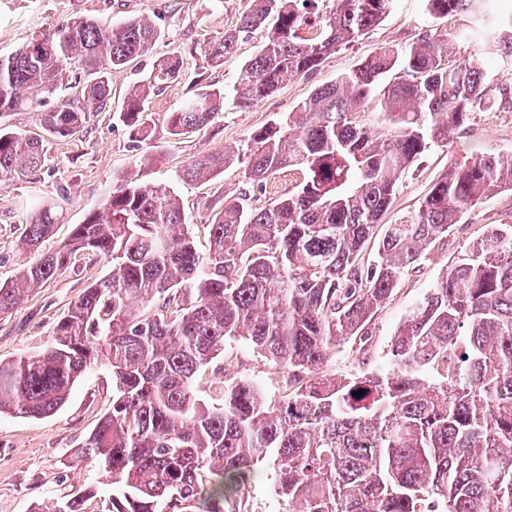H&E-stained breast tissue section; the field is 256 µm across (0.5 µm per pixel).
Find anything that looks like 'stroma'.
Segmentation results:
<instances>
[{
  "label": "stroma",
  "mask_w": 512,
  "mask_h": 512,
  "mask_svg": "<svg viewBox=\"0 0 512 512\" xmlns=\"http://www.w3.org/2000/svg\"><path fill=\"white\" fill-rule=\"evenodd\" d=\"M245 6L246 0H0L2 57L14 53L32 34L51 31L75 16L91 17L105 30L129 18H148L165 34L154 54L177 56L182 74L180 82L152 97L150 136L139 146L114 114L122 109L129 90L148 73L154 55L114 70L111 109L94 114L72 137L43 136L41 114L52 108L49 100L0 116L1 125L29 136H43L49 158L41 168L0 182V282L10 279L20 263L31 258L22 247L21 233L38 204L55 201L63 208L61 223L41 245L47 252L66 238L74 225L83 223L90 212L102 209L112 184L121 179L173 186L194 226L199 251H206L209 215L202 207L204 201L217 203L244 193L258 206L269 195L247 184L239 163L227 165L215 178L187 183L176 179L182 167L199 154L227 147L246 153L256 131L294 110L315 88L334 82L381 47L411 45L429 23L426 0H394L391 11L377 26L328 56L317 70L288 79L257 107L243 112L228 100L219 118L206 127L172 136L167 127L168 113L210 86L232 94L242 64L262 46L261 35L255 33L239 41L235 55L224 66L212 68L206 63L205 44L235 28ZM473 150L512 151V109L496 108L475 115L467 134L426 156L407 175L384 217L385 223H395L415 209L449 162ZM509 217L512 191L475 206L461 224L454 226L447 248L435 252L419 272L407 277L377 313L371 326L375 348L372 358H364L356 344L348 343L329 358L326 373L350 376L387 369L386 351L401 318L425 297L435 279L486 225ZM106 271L104 263L95 257L77 256L63 274L38 289L11 315L0 316V359L43 348L51 338L54 321ZM229 350L237 357L240 372L260 388L266 399L279 398L282 375L273 365L256 357L246 341L230 343ZM111 404L112 373L102 366L87 372L67 402L50 416L34 419L0 414V512H55L88 487L94 488L96 495L86 502V512H105L111 486L101 483L92 459L73 462L71 451L82 445Z\"/></svg>",
  "instance_id": "35a3bbf8"
}]
</instances>
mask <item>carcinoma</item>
Instances as JSON below:
<instances>
[{"label": "carcinoma", "instance_id": "obj_1", "mask_svg": "<svg viewBox=\"0 0 512 512\" xmlns=\"http://www.w3.org/2000/svg\"><path fill=\"white\" fill-rule=\"evenodd\" d=\"M491 0H427L430 24L404 49L384 47L317 88L297 111L252 136L244 178L265 188L302 175L253 207L210 210L208 253L166 185L124 182L68 239L0 283V315L66 271L78 254L110 270L70 303L41 350L0 361V413L43 418L99 365L112 372V407L73 454L91 458L112 498L107 512H249L245 491L266 467L288 512H512V224H491L401 319L390 368L336 377L324 365L370 326L406 277L448 244L487 198L512 190V151L475 152L450 165L418 206L378 238L376 228L410 168L461 135L474 114L512 104V82L489 94L481 62L458 44L512 30ZM392 0H247L238 25L204 49L221 67L238 41L266 30L241 67L234 104L250 110L290 77L307 75L374 27ZM470 24L454 31L444 21ZM163 37L132 18L104 32L74 18L0 57V114L52 98L65 74L79 95L42 113L56 138L76 134L110 105L109 75ZM181 77L174 56L153 61L119 120L141 143L148 100ZM224 90L187 98L167 116L183 135L213 122ZM229 149L188 162L181 180L216 177ZM43 143L0 127V181L44 163ZM61 214L43 204L23 245L38 252ZM244 338L283 373L267 401L237 375L228 343ZM223 376L202 394L206 371ZM361 390L363 395L354 396Z\"/></svg>", "mask_w": 512, "mask_h": 512}]
</instances>
